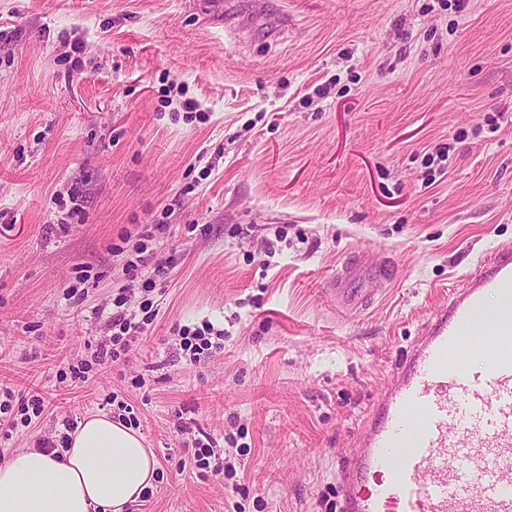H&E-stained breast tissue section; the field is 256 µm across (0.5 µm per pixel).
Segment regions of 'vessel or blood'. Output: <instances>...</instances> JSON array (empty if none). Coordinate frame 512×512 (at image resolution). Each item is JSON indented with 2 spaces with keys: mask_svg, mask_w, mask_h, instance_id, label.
<instances>
[{
  "mask_svg": "<svg viewBox=\"0 0 512 512\" xmlns=\"http://www.w3.org/2000/svg\"><path fill=\"white\" fill-rule=\"evenodd\" d=\"M392 266L353 255L329 293L367 303ZM340 512H512V247L422 323L340 473Z\"/></svg>",
  "mask_w": 512,
  "mask_h": 512,
  "instance_id": "obj_1",
  "label": "vessel or blood"
}]
</instances>
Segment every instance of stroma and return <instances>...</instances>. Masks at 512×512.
<instances>
[{
	"label": "stroma",
	"mask_w": 512,
	"mask_h": 512,
	"mask_svg": "<svg viewBox=\"0 0 512 512\" xmlns=\"http://www.w3.org/2000/svg\"><path fill=\"white\" fill-rule=\"evenodd\" d=\"M252 2L0 0V383L52 405L0 454L126 403L158 459L131 512H339L397 360L512 246V0ZM352 253L397 275L341 314ZM121 292L143 340L57 381ZM206 321L197 365L174 330Z\"/></svg>",
	"instance_id": "obj_1"
}]
</instances>
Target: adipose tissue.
<instances>
[{"mask_svg": "<svg viewBox=\"0 0 512 512\" xmlns=\"http://www.w3.org/2000/svg\"><path fill=\"white\" fill-rule=\"evenodd\" d=\"M157 467L143 436L107 416L80 423L66 447L0 460V512H127Z\"/></svg>", "mask_w": 512, "mask_h": 512, "instance_id": "adipose-tissue-1", "label": "adipose tissue"}]
</instances>
